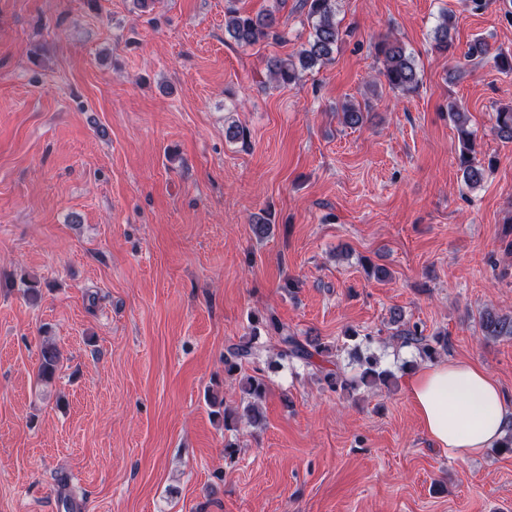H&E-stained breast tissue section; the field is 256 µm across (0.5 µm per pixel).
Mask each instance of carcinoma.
<instances>
[{
    "mask_svg": "<svg viewBox=\"0 0 512 512\" xmlns=\"http://www.w3.org/2000/svg\"><path fill=\"white\" fill-rule=\"evenodd\" d=\"M301 7L312 31L307 41L300 45L294 54L286 58H273L267 62L270 79L279 86H291L298 80V70H306L317 63L331 59L341 40V32L336 23V0H301ZM452 16L444 13L440 16L435 28V49L441 53L449 52L451 43L448 40V29ZM279 19L275 11L268 10L255 17L243 15L237 9L229 7L224 13V29L227 34L241 47H248L263 40L279 41L283 39L279 30ZM376 51L382 58L383 68L380 74L388 86L405 92L414 91L419 86V77L414 59L403 43L396 39L385 38L376 45ZM368 104L349 103L342 107L340 121L348 127L363 124L364 111ZM448 117L453 123L461 145L458 164L464 182L476 187L484 180L485 168L475 162V137L470 128L468 112L454 102L448 103ZM495 130L497 135L506 141H512V105L502 107L495 112ZM391 322L398 326L397 336L405 344L417 347L423 359L434 360L448 352V334L438 332L425 336L416 325L404 321L401 310L391 312ZM481 335L487 341L501 338H512V314L501 313L493 308L483 309L478 316ZM273 331L278 334L280 345L279 355L298 359L308 366L315 365V358L320 357L328 363H336L333 349L317 339L301 341L297 336L288 333L278 319L271 315L263 319H255L251 335L247 341L235 345L224 356V372L233 376L240 372L243 362L254 355L255 345L260 339V330ZM60 362V352L56 345L44 341L40 350V364L37 377L49 382L56 374ZM328 386L335 390L347 391L360 386L386 385L390 375L381 370L376 358L367 356L361 360V372L356 379L344 377L340 371H328L323 375ZM241 390L248 396V402L242 408L228 410L223 408L224 400L217 394L208 396L209 405L216 408L214 415L221 418L224 429L234 430L241 423L257 427L262 423V415L258 403L265 395V382L259 376H247L241 380Z\"/></svg>",
    "mask_w": 512,
    "mask_h": 512,
    "instance_id": "1",
    "label": "carcinoma"
}]
</instances>
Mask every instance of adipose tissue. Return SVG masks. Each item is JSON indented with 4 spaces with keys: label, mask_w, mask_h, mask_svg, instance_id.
I'll return each mask as SVG.
<instances>
[{
    "label": "adipose tissue",
    "mask_w": 512,
    "mask_h": 512,
    "mask_svg": "<svg viewBox=\"0 0 512 512\" xmlns=\"http://www.w3.org/2000/svg\"><path fill=\"white\" fill-rule=\"evenodd\" d=\"M410 397L428 436L452 457L498 447L512 427V396L471 362L448 359L415 370Z\"/></svg>",
    "instance_id": "ef3b65f1"
}]
</instances>
